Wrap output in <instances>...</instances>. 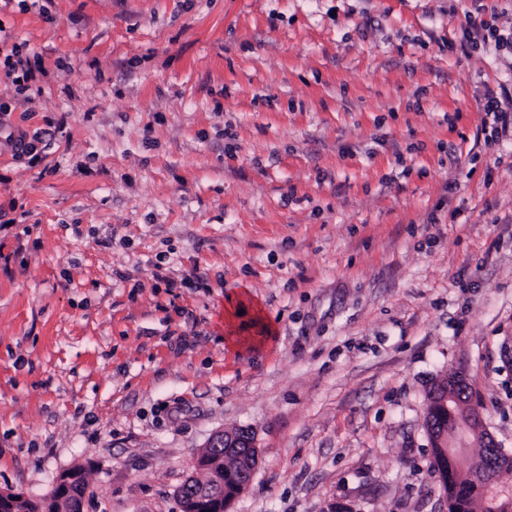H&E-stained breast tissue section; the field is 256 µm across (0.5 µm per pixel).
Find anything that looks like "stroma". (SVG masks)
Wrapping results in <instances>:
<instances>
[{"label": "stroma", "mask_w": 512, "mask_h": 512, "mask_svg": "<svg viewBox=\"0 0 512 512\" xmlns=\"http://www.w3.org/2000/svg\"><path fill=\"white\" fill-rule=\"evenodd\" d=\"M448 5L0 0L45 68L29 114L0 74V488L85 464L82 512H181L245 428L230 512H448L425 415L458 371L512 454V139L482 134L512 56L459 47L512 0ZM238 292L261 348L225 340Z\"/></svg>", "instance_id": "stroma-1"}]
</instances>
